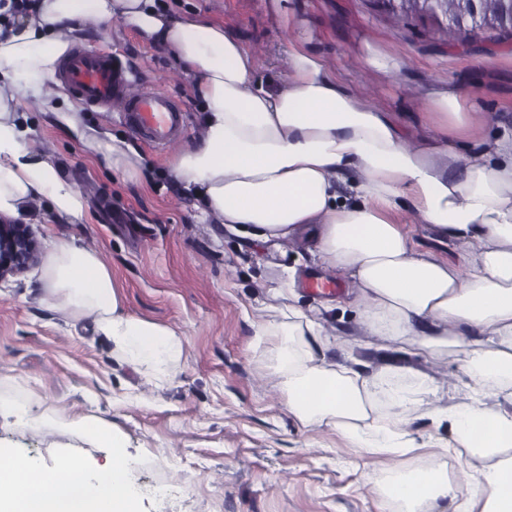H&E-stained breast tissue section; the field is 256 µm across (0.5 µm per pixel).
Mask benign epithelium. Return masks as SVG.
I'll return each instance as SVG.
<instances>
[{"label":"benign epithelium","instance_id":"benign-epithelium-1","mask_svg":"<svg viewBox=\"0 0 512 512\" xmlns=\"http://www.w3.org/2000/svg\"><path fill=\"white\" fill-rule=\"evenodd\" d=\"M393 14L401 13L408 5L435 16H443L448 29L454 33L471 30L478 34L502 32L512 35V0H504L501 11L491 16L485 13L484 0H462L460 13L451 15L446 0H381ZM40 245L29 224H18L0 218V280L18 276L38 262Z\"/></svg>","mask_w":512,"mask_h":512}]
</instances>
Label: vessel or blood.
Masks as SVG:
<instances>
[{"instance_id":"1","label":"vessel or blood","mask_w":512,"mask_h":512,"mask_svg":"<svg viewBox=\"0 0 512 512\" xmlns=\"http://www.w3.org/2000/svg\"><path fill=\"white\" fill-rule=\"evenodd\" d=\"M56 80L86 106L101 112L110 111L113 102H123L125 124L156 148H166L186 131L177 100L148 85L130 92V81L111 52L73 48L63 58Z\"/></svg>"}]
</instances>
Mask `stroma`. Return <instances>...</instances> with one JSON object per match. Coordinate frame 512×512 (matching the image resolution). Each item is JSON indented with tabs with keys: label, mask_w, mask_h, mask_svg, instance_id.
Here are the masks:
<instances>
[{
	"label": "stroma",
	"mask_w": 512,
	"mask_h": 512,
	"mask_svg": "<svg viewBox=\"0 0 512 512\" xmlns=\"http://www.w3.org/2000/svg\"><path fill=\"white\" fill-rule=\"evenodd\" d=\"M169 15H197L224 25L257 50L256 76L270 88L288 72V50L320 56L345 87L367 94L412 137L424 130L417 101L427 89L459 85L476 121L493 117L489 133L512 128V38L446 40L445 22L431 15L394 18L380 0H163ZM81 43L112 50L127 77L151 82L176 98L187 117L180 145L200 132L199 101L165 53L132 29L88 28ZM382 54L387 70L370 67ZM28 140L45 150L61 176L87 200L77 224L55 217L48 201L31 203L28 222L39 240L76 235L112 271V284L129 314L174 329L185 354L164 385L112 353L104 338L72 327L40 299V268L0 282V396L27 405L34 423L0 418V446L43 465L73 450L92 465L106 451L90 447L76 421L112 424L128 451V480L166 478L169 502L139 495L138 512H394L381 492L380 461L334 431L303 426L289 412L270 364L265 326L288 305L318 313L330 336L352 339L349 355L327 359L350 367L395 369L394 385L410 390L420 413L411 427L416 445L448 439L428 415L435 408L471 404L464 356L451 351L438 365L395 348L364 346L359 309L349 283L330 295L312 294L305 276L333 278L299 234L289 242L251 240L220 224H201L193 200L173 180L172 149L145 142L147 176L132 182L94 162L83 146L40 112L33 100L16 103ZM419 249L462 264L460 244L434 239L410 210L396 213ZM292 281V296L278 295ZM441 386L432 396L413 392L412 374Z\"/></svg>",
	"instance_id": "stroma-1"
}]
</instances>
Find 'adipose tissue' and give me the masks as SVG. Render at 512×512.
<instances>
[{"mask_svg":"<svg viewBox=\"0 0 512 512\" xmlns=\"http://www.w3.org/2000/svg\"><path fill=\"white\" fill-rule=\"evenodd\" d=\"M120 18L140 39L170 54L202 104V137L174 156L172 173L197 201L205 224L240 226L260 240L286 239L315 225V254L343 271L361 321L378 347L439 359L463 349L473 402L436 414L457 447L484 461L466 512H512V132L488 137L466 108L459 86L427 92L426 126L410 139L389 113L341 85L316 54L289 53L287 79L272 90L256 77L254 54L224 26L179 21L157 0H40L37 15L0 37V216L25 217L42 197L75 222L88 212L82 194L56 165L32 149L13 111L22 98L50 110L42 87L85 21ZM57 122L98 163L141 173L139 150L84 126L69 105ZM447 165H438L439 157ZM411 208L415 220L465 249L463 265L415 249L389 217ZM42 294L71 325L91 321L126 363L164 382L184 354L174 330L124 311L112 273L75 238H54L41 272ZM273 371L289 412L305 426L335 430L386 463L384 497L416 512L424 503L456 502L448 447L429 448L427 465L406 468L415 453L408 427L416 410L384 371L366 372L326 359L351 342L323 335L315 315L289 308L266 328ZM391 402L379 413L376 402ZM79 428L106 461L91 468L69 455V474L0 449V512H137L123 439L111 424L83 418Z\"/></svg>","mask_w":512,"mask_h":512,"instance_id":"1","label":"adipose tissue"}]
</instances>
